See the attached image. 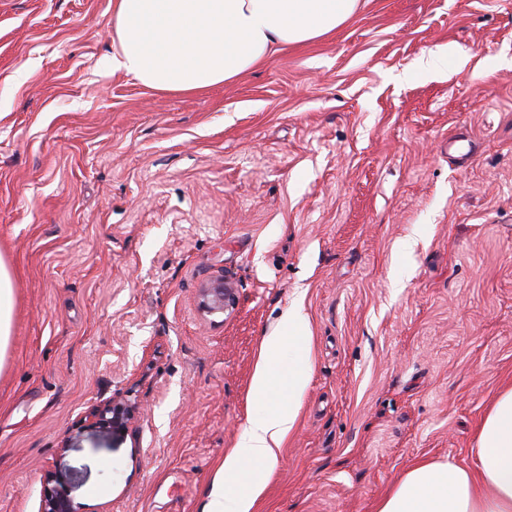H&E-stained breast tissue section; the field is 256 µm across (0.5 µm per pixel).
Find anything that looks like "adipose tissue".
Masks as SVG:
<instances>
[{
	"mask_svg": "<svg viewBox=\"0 0 512 512\" xmlns=\"http://www.w3.org/2000/svg\"><path fill=\"white\" fill-rule=\"evenodd\" d=\"M358 0H112V66L159 91L232 80L275 47L325 36ZM301 307L265 336L252 377L264 410L249 416L217 472L203 512H254L293 431L312 374ZM475 465L426 462L406 471L377 512H512V384L498 391L475 440ZM238 483L229 497L225 487Z\"/></svg>",
	"mask_w": 512,
	"mask_h": 512,
	"instance_id": "adipose-tissue-1",
	"label": "adipose tissue"
}]
</instances>
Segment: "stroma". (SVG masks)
Masks as SVG:
<instances>
[{
  "instance_id": "stroma-1",
  "label": "stroma",
  "mask_w": 512,
  "mask_h": 512,
  "mask_svg": "<svg viewBox=\"0 0 512 512\" xmlns=\"http://www.w3.org/2000/svg\"><path fill=\"white\" fill-rule=\"evenodd\" d=\"M111 0H0V512H202L302 304L313 373L255 512H375L475 464L512 383V0H359L232 81L112 67ZM224 275L235 307L198 310ZM135 404L125 429L93 420ZM14 304L13 274L0 257V367L4 364L10 343ZM108 414L111 415L112 427L126 428L135 419L136 406L126 401L112 400L111 403L93 411L92 417L98 420H106ZM45 482L39 512H75L72 504Z\"/></svg>"
}]
</instances>
